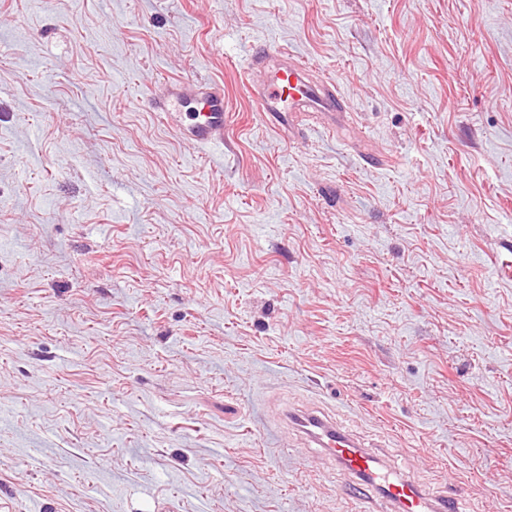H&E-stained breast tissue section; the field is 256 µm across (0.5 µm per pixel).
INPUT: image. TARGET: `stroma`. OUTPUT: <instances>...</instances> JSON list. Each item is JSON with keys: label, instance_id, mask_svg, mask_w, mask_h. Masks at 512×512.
I'll return each mask as SVG.
<instances>
[{"label": "stroma", "instance_id": "stroma-1", "mask_svg": "<svg viewBox=\"0 0 512 512\" xmlns=\"http://www.w3.org/2000/svg\"><path fill=\"white\" fill-rule=\"evenodd\" d=\"M290 408L512 512V0H0V512H360ZM273 59L279 64L269 69L268 62ZM245 74L260 111L276 119L288 117V126L306 112H320L329 117L327 128L335 132L336 117L349 112L334 80L314 82L309 65L278 45L255 49ZM191 84H170L159 97H154L152 102L153 112H156L158 119L165 125H171L172 112L181 106L186 99L185 94ZM192 97L203 105L189 124H176L182 139L210 148L224 145V91L219 85L197 86Z\"/></svg>", "mask_w": 512, "mask_h": 512}]
</instances>
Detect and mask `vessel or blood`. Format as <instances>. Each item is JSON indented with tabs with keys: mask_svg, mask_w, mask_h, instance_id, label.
I'll list each match as a JSON object with an SVG mask.
<instances>
[{
	"mask_svg": "<svg viewBox=\"0 0 512 512\" xmlns=\"http://www.w3.org/2000/svg\"><path fill=\"white\" fill-rule=\"evenodd\" d=\"M246 78L261 111L292 123L309 112L333 120L349 110L334 80L313 81L305 61L275 44L254 50ZM189 95L203 110L191 123L179 125L181 138L206 148L223 143L221 86L204 84L192 89L185 83L172 84L154 98L152 108L162 123H170L174 110ZM288 420L318 452L337 462L351 479V493L367 503L370 512H462L459 498L430 492L398 468L393 462L395 449L363 447L352 431L315 410L289 414Z\"/></svg>",
	"mask_w": 512,
	"mask_h": 512,
	"instance_id": "1",
	"label": "vessel or blood"
}]
</instances>
